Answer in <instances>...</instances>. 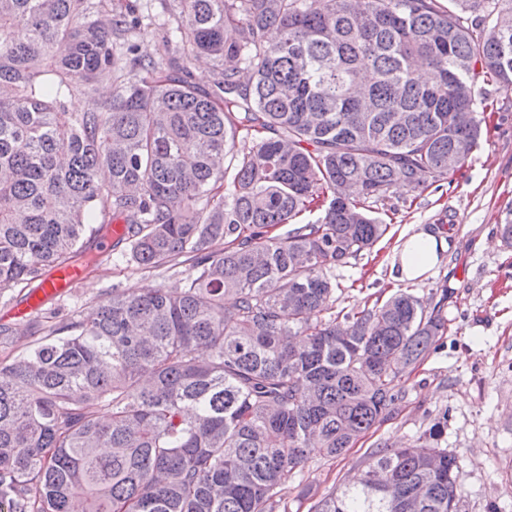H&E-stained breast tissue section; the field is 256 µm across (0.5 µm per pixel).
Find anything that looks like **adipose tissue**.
<instances>
[{
	"label": "adipose tissue",
	"instance_id": "adipose-tissue-1",
	"mask_svg": "<svg viewBox=\"0 0 512 512\" xmlns=\"http://www.w3.org/2000/svg\"><path fill=\"white\" fill-rule=\"evenodd\" d=\"M444 249L443 235L432 228L414 225L399 237L391 257V271L396 278L422 282Z\"/></svg>",
	"mask_w": 512,
	"mask_h": 512
}]
</instances>
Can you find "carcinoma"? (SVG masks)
<instances>
[{
	"instance_id": "carcinoma-1",
	"label": "carcinoma",
	"mask_w": 512,
	"mask_h": 512,
	"mask_svg": "<svg viewBox=\"0 0 512 512\" xmlns=\"http://www.w3.org/2000/svg\"><path fill=\"white\" fill-rule=\"evenodd\" d=\"M171 8L172 54L146 60L131 0H0V293L92 267L116 223L144 268L192 260L184 287L114 288L0 362V512H289L298 471L391 415L399 366L446 330L403 290L335 314L328 272L388 232L371 204L480 147L489 87L512 90V0ZM198 56L209 89L184 75ZM101 78L102 110L69 111ZM376 464L310 512H461L431 438Z\"/></svg>"
}]
</instances>
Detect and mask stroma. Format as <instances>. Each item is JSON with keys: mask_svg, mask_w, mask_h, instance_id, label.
Instances as JSON below:
<instances>
[{"mask_svg": "<svg viewBox=\"0 0 512 512\" xmlns=\"http://www.w3.org/2000/svg\"><path fill=\"white\" fill-rule=\"evenodd\" d=\"M175 20L153 6L133 41L143 59L163 54ZM494 127L473 153L450 190L414 194L401 188L375 205L389 224L371 250L333 268L337 309L357 312L398 290L443 302L448 329L423 362L406 371L405 397L390 419L373 429L345 456L310 462L288 491L290 512H308L333 487L354 481L378 448L408 445L430 431L455 454L464 512H512V248L497 226L512 204V91H493ZM431 224L445 232L448 248L419 284L398 281L389 255L401 231ZM187 261L145 269L110 251L62 298L45 303L15 327L0 359L25 352L49 326L88 315L113 289L180 288Z\"/></svg>", "mask_w": 512, "mask_h": 512, "instance_id": "35a3bbf8", "label": "stroma"}]
</instances>
